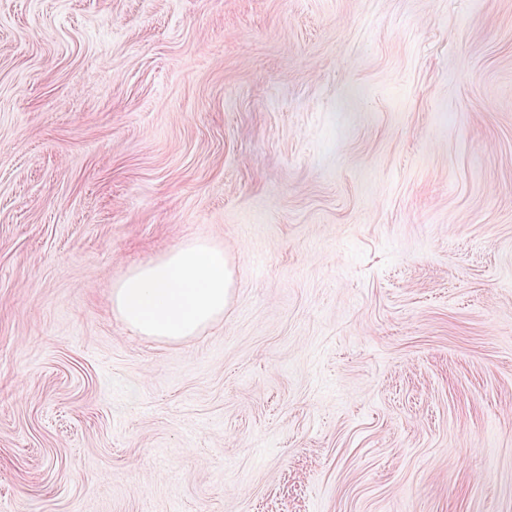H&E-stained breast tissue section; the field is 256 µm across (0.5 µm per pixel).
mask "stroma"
Instances as JSON below:
<instances>
[{"label":"stroma","instance_id":"1","mask_svg":"<svg viewBox=\"0 0 512 512\" xmlns=\"http://www.w3.org/2000/svg\"><path fill=\"white\" fill-rule=\"evenodd\" d=\"M0 512H512V0H0ZM231 285L223 247L187 243L116 283L112 311L137 335L184 340L223 317Z\"/></svg>","mask_w":512,"mask_h":512}]
</instances>
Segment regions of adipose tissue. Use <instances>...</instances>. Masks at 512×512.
<instances>
[{"label": "adipose tissue", "mask_w": 512, "mask_h": 512, "mask_svg": "<svg viewBox=\"0 0 512 512\" xmlns=\"http://www.w3.org/2000/svg\"><path fill=\"white\" fill-rule=\"evenodd\" d=\"M231 285L223 247L187 243L116 283L112 309L137 335L184 340L223 317Z\"/></svg>", "instance_id": "1"}]
</instances>
